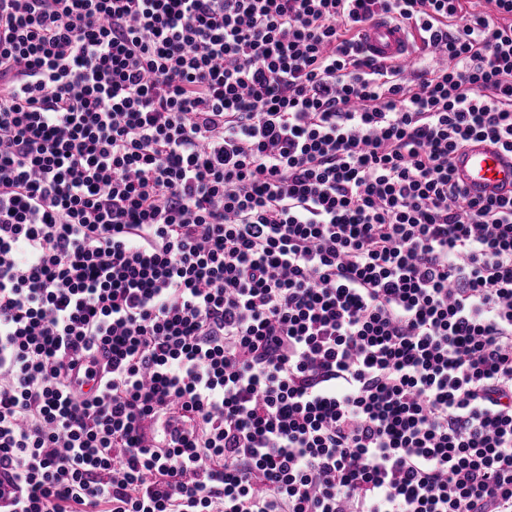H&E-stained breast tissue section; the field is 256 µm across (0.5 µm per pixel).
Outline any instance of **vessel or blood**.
<instances>
[{
	"label": "vessel or blood",
	"instance_id": "vessel-or-blood-1",
	"mask_svg": "<svg viewBox=\"0 0 512 512\" xmlns=\"http://www.w3.org/2000/svg\"><path fill=\"white\" fill-rule=\"evenodd\" d=\"M367 52L383 62H402L411 50L409 31L400 24L376 21L363 35ZM455 174L473 197L512 194V153L490 140L471 139L453 157Z\"/></svg>",
	"mask_w": 512,
	"mask_h": 512
}]
</instances>
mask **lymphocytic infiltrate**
Here are the masks:
<instances>
[{"label": "lymphocytic infiltrate", "instance_id": "obj_1", "mask_svg": "<svg viewBox=\"0 0 512 512\" xmlns=\"http://www.w3.org/2000/svg\"><path fill=\"white\" fill-rule=\"evenodd\" d=\"M485 2L0 0L10 512H512V197L452 164L512 152ZM367 52L383 62H404L411 50L409 31L400 24L378 20L368 26L363 35ZM453 167L471 197L509 196L512 192V154L488 139H471L454 155Z\"/></svg>", "mask_w": 512, "mask_h": 512}]
</instances>
